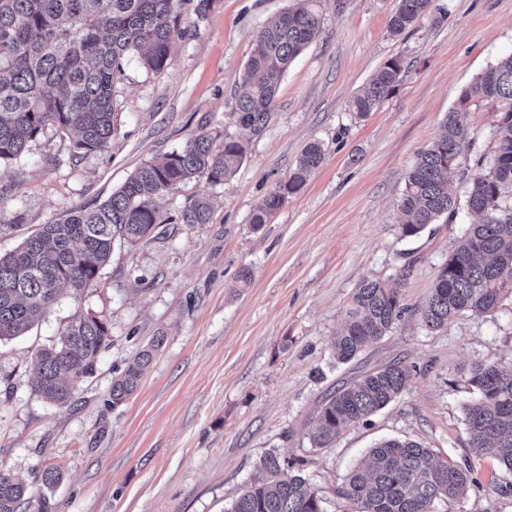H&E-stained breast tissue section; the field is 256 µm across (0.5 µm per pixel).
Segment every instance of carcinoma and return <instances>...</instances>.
Masks as SVG:
<instances>
[{
  "label": "carcinoma",
  "instance_id": "obj_1",
  "mask_svg": "<svg viewBox=\"0 0 512 512\" xmlns=\"http://www.w3.org/2000/svg\"><path fill=\"white\" fill-rule=\"evenodd\" d=\"M191 0H0V163L21 158L47 129L72 135L74 156L104 151L113 132L115 85L124 62L136 59L159 74L168 65L175 40L185 35L184 9ZM432 0H398L390 28L399 33L424 18ZM313 6L284 12L256 35L234 108L235 122L253 135L266 127L281 82L293 61L320 33ZM401 60L392 58L355 98L353 111L371 112L397 86ZM473 98L512 104V54L485 70L463 91L460 106ZM448 112L439 137L419 155L408 173L400 201L401 231L416 236L440 219L458 213L448 184L465 177L458 156L470 130ZM497 150L487 170L470 178L465 208L477 216L461 244L438 271L434 288L420 309L422 322L441 329L465 311L486 312L512 291V207L500 205L512 189V108L497 124ZM246 142L207 132L179 151L137 169L105 202L71 209L61 221L43 225L14 252L0 256V341L21 336L35 318L68 288L76 296L92 285L108 262L116 240L131 245L163 223L160 196L179 184L203 179L218 185L246 155ZM322 150L308 146L288 180L262 199L252 223L265 224L304 186L321 164ZM211 205L203 195L184 208L181 224H207ZM399 289L384 281H363L352 298L348 319L333 338L336 357L348 362L392 329L404 313ZM111 342L101 318L77 314L58 340L33 361L34 391L60 407L72 404L81 383L92 376ZM140 351L112 381V406L138 387L152 350ZM409 368L387 362L346 384L319 405L311 418L309 442L328 448L341 428L368 419L406 389ZM477 398L464 406L470 447L494 455L512 473V363L477 362L468 369ZM469 483L468 472L439 463L414 441L389 439L370 449L362 466L346 477L339 494L355 512H433L438 500H453ZM26 487L0 466V512H19ZM226 512H325L322 497L300 471L275 452L267 453L257 473Z\"/></svg>",
  "mask_w": 512,
  "mask_h": 512
}]
</instances>
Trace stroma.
<instances>
[{
    "mask_svg": "<svg viewBox=\"0 0 512 512\" xmlns=\"http://www.w3.org/2000/svg\"><path fill=\"white\" fill-rule=\"evenodd\" d=\"M298 0H210L188 12L163 73L124 64L112 140L75 158L68 136L47 130L21 160L0 165V254L72 208L107 200L142 164L181 149L199 132L241 136L235 92L258 31ZM398 0H318L319 35L294 60L265 130L251 138L223 183L180 184L161 196L178 215L200 194L207 224L163 225L155 238L115 243L94 285L63 292L25 335L0 342V465L27 489L23 512H227L261 459L293 463L325 512H353L338 490L370 448L410 439L470 468L464 494L434 512H512V474L468 445L465 370L512 363V293L484 313L466 312L430 331L420 309L441 265L470 222L400 232L399 202L418 153L449 111L471 131L459 156L487 170L507 103L462 92L512 53V0H433L429 15L395 34ZM402 77L374 112L351 104L385 62ZM311 144L323 162L267 222L252 216ZM375 277L399 283L406 312L393 329L347 362L331 340L352 295ZM107 319L111 343L68 408L33 391L32 358L75 313ZM138 389L112 405L113 378L155 338ZM396 361L407 389L368 420L348 424L333 447L306 432L337 387ZM61 479L44 486L45 469Z\"/></svg>",
    "mask_w": 512,
    "mask_h": 512,
    "instance_id": "stroma-1",
    "label": "stroma"
}]
</instances>
